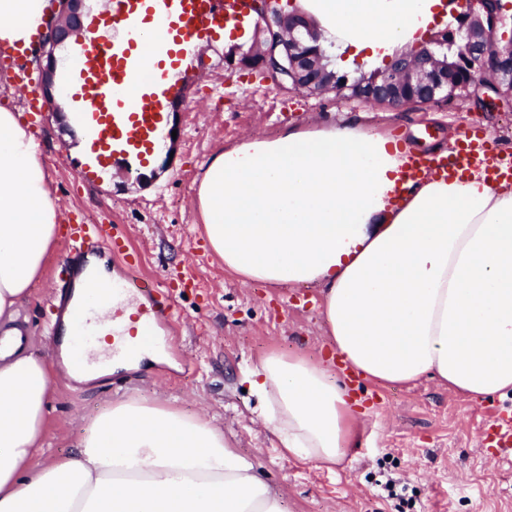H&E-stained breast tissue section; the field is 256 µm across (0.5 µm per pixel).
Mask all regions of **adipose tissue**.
<instances>
[{
	"label": "adipose tissue",
	"instance_id": "ef3b65f1",
	"mask_svg": "<svg viewBox=\"0 0 512 512\" xmlns=\"http://www.w3.org/2000/svg\"><path fill=\"white\" fill-rule=\"evenodd\" d=\"M328 55L370 66L410 52L445 0H291ZM50 0H0V43L31 45ZM396 139L347 122L252 137L213 156L196 204L211 250L245 282H317L337 352L365 379L431 376L471 400L512 393V185L400 184ZM60 211L33 140L0 107V325L15 321L57 242ZM53 366L0 352V512H284L204 415L132 398L44 461ZM282 452L341 464L356 412L320 362L270 353L245 375Z\"/></svg>",
	"mask_w": 512,
	"mask_h": 512
}]
</instances>
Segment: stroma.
Listing matches in <instances>:
<instances>
[{
	"instance_id": "obj_1",
	"label": "stroma",
	"mask_w": 512,
	"mask_h": 512,
	"mask_svg": "<svg viewBox=\"0 0 512 512\" xmlns=\"http://www.w3.org/2000/svg\"><path fill=\"white\" fill-rule=\"evenodd\" d=\"M225 49L209 38L186 74L175 101L177 135L144 167L113 166L93 187L78 175L75 131L66 115L44 110L29 118L18 80L0 63V107L18 113L32 135L63 220L107 223L129 237L141 255L139 272L153 278L186 276L176 319L194 374L182 375L160 339L159 356L91 383L65 376L51 382L48 418L51 455L67 453L85 426L113 403L143 398L212 418L224 437L282 497L286 512H512V464L485 457L479 427L490 411L512 410V394L471 401L425 377L352 387L358 445L328 471L284 455L247 392L244 371L272 351L327 361L335 347L321 315V289L309 284L270 287L242 283L212 254L196 207L201 166L250 136L274 138L292 126L358 119L372 131L429 152L449 149L465 129L486 134L497 150L512 152V111L490 110L466 98L426 108L392 110L329 91L314 95L284 88L248 71L224 69ZM108 257L103 243L80 249L59 237L44 275L20 308L17 326L29 348L54 357L60 322L57 288L72 282L83 254ZM396 484L387 493L386 481Z\"/></svg>"
}]
</instances>
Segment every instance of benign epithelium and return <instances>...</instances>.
<instances>
[{"mask_svg":"<svg viewBox=\"0 0 512 512\" xmlns=\"http://www.w3.org/2000/svg\"><path fill=\"white\" fill-rule=\"evenodd\" d=\"M62 9L38 46L45 59L43 95L54 100L55 51L66 40L82 35L84 0H59ZM256 27V49L239 58L224 59L226 69L248 70L281 85L320 93L336 87L338 75L323 64L316 47L318 35L279 0H261ZM467 57L448 60L447 49L457 43ZM472 65L471 80H457L458 70ZM353 98L366 104L395 109L422 107L449 92L455 98L480 96L495 109L512 110V20L501 0H472L469 10L416 51L393 59L385 70L364 75L352 84Z\"/></svg>","mask_w":512,"mask_h":512,"instance_id":"obj_1","label":"benign epithelium"}]
</instances>
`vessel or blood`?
<instances>
[{
    "instance_id": "b4317fda",
    "label": "vessel or blood",
    "mask_w": 512,
    "mask_h": 512,
    "mask_svg": "<svg viewBox=\"0 0 512 512\" xmlns=\"http://www.w3.org/2000/svg\"><path fill=\"white\" fill-rule=\"evenodd\" d=\"M253 9V0H109L108 11L92 17L90 28L109 22L144 25L161 16L168 37L149 59L131 38L92 45L83 50L77 69L65 74V83L83 109L87 151L81 177L109 161L129 168L146 161L165 136L164 101L184 91L182 77L192 61V40L215 35L229 23L243 26ZM471 172L485 173L496 183L511 181L512 156L495 153L487 141L466 130L449 156L411 154L401 178L451 179ZM68 238L75 243L104 241L113 257L131 269L123 282L97 292L98 303L110 306L125 334L148 336L156 325L172 328L176 287L135 275L141 260L129 240L110 233L108 225L78 223L70 224ZM70 313L78 339L97 335L89 304H73ZM486 440L495 458L511 457L512 416L495 419Z\"/></svg>"
}]
</instances>
